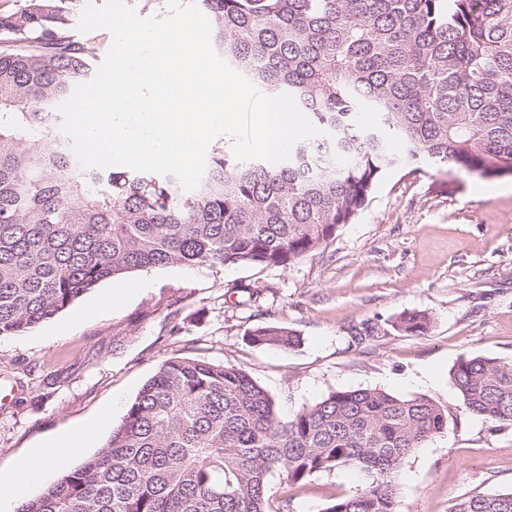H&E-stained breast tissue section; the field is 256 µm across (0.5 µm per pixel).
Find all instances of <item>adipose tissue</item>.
I'll list each match as a JSON object with an SVG mask.
<instances>
[{
    "mask_svg": "<svg viewBox=\"0 0 512 512\" xmlns=\"http://www.w3.org/2000/svg\"><path fill=\"white\" fill-rule=\"evenodd\" d=\"M107 422L103 416L87 424L77 435L45 442L8 477H0V512H14L17 501L30 487L43 482L48 475L61 473L73 451L85 447Z\"/></svg>",
    "mask_w": 512,
    "mask_h": 512,
    "instance_id": "ef3b65f1",
    "label": "adipose tissue"
}]
</instances>
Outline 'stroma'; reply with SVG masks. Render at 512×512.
<instances>
[{
	"label": "stroma",
	"instance_id": "1",
	"mask_svg": "<svg viewBox=\"0 0 512 512\" xmlns=\"http://www.w3.org/2000/svg\"><path fill=\"white\" fill-rule=\"evenodd\" d=\"M247 284L262 287L259 300L249 301ZM116 288L129 294L109 303ZM411 311L431 315L426 334L395 328ZM261 324L296 330L300 346L251 345L247 333ZM176 354L242 368L284 417L361 388L446 406L447 432L401 467L396 512H448L463 496L512 491V426L465 411L450 377L464 357L512 362V175L394 169L354 223L290 268L136 271L102 282L25 334L0 336V473L103 412L119 425ZM363 486L347 469L300 484L277 476L273 508L322 512Z\"/></svg>",
	"mask_w": 512,
	"mask_h": 512
}]
</instances>
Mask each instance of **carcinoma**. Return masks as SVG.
<instances>
[{"label":"carcinoma","mask_w":512,"mask_h":512,"mask_svg":"<svg viewBox=\"0 0 512 512\" xmlns=\"http://www.w3.org/2000/svg\"><path fill=\"white\" fill-rule=\"evenodd\" d=\"M214 50L323 134L289 160L209 151L198 187L125 167L83 169L57 105L93 78L99 36L69 34L63 0L0 13V336L54 318L102 281L170 266L286 269L334 239L388 171L420 163L512 174V0H199ZM372 114L365 123L362 114ZM401 140L406 153L387 149ZM414 311L397 328L425 334ZM256 346L290 349L264 325ZM464 408L512 425V363L460 359ZM448 430V409L382 389L334 391L286 420L244 370L161 362L107 442L16 512H274L270 485L337 469L364 488L322 512H395L396 477ZM448 512H512V492Z\"/></svg>","instance_id":"obj_1"}]
</instances>
